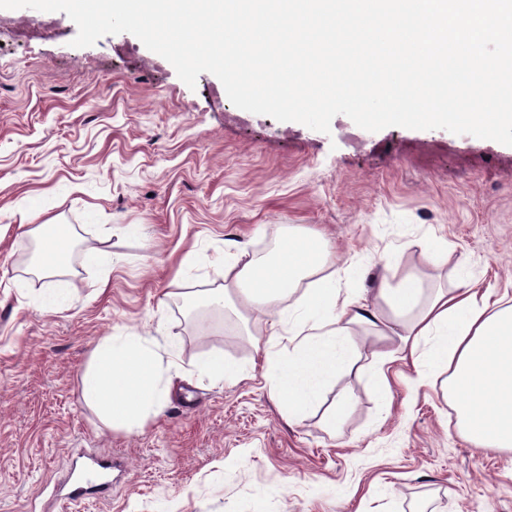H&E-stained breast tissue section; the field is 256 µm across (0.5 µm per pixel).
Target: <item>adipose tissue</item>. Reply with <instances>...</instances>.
I'll list each match as a JSON object with an SVG mask.
<instances>
[{"label": "adipose tissue", "instance_id": "adipose-tissue-1", "mask_svg": "<svg viewBox=\"0 0 512 512\" xmlns=\"http://www.w3.org/2000/svg\"><path fill=\"white\" fill-rule=\"evenodd\" d=\"M38 268L63 270L71 253L69 235L41 224ZM327 256L316 240L289 232L274 259L263 262L246 244L224 251V285L191 296L198 305L223 304L239 291L242 306L264 305L275 327L287 331V345L265 350L262 358L269 390L289 423L300 422L321 402L325 386L342 371L360 370L364 353L377 364L374 384L391 396L384 366L400 359L416 390L433 382L437 368L448 371L447 392L461 431L477 448L512 447V305L491 300L475 278L441 288L421 299L412 275H398L393 262L375 280L370 295L341 287L335 275L319 276ZM309 285L295 303L282 297L301 280ZM370 336L369 345L353 339L354 330ZM179 371L163 362L152 337H105L93 350L82 376L83 396L108 427L139 430L171 400Z\"/></svg>", "mask_w": 512, "mask_h": 512}]
</instances>
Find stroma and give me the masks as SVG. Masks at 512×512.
<instances>
[{"instance_id": "stroma-1", "label": "stroma", "mask_w": 512, "mask_h": 512, "mask_svg": "<svg viewBox=\"0 0 512 512\" xmlns=\"http://www.w3.org/2000/svg\"><path fill=\"white\" fill-rule=\"evenodd\" d=\"M76 34L63 12L0 11V512H512V449L464 437L444 376L413 392L391 362L387 402L368 358L291 425L251 366L272 316L184 300L223 284L225 242L257 255L299 226L322 237L323 274L351 265L359 288L388 256L423 291L464 270L512 301V146L343 114L325 134L237 108L213 74L188 87L132 34L84 48ZM46 222L73 243L51 278L23 231ZM437 239L448 250L426 261ZM57 286L68 305L39 307ZM111 334L153 337L186 374L138 431L106 427L82 395ZM213 357L246 376L200 378ZM96 454L112 459L106 494L52 496Z\"/></svg>"}]
</instances>
